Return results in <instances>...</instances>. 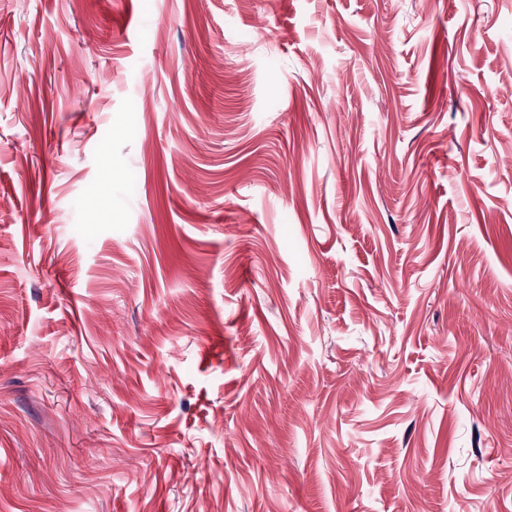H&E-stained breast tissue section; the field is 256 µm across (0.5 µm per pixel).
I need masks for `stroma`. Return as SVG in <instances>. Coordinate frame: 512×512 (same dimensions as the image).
Wrapping results in <instances>:
<instances>
[{"instance_id":"1","label":"stroma","mask_w":512,"mask_h":512,"mask_svg":"<svg viewBox=\"0 0 512 512\" xmlns=\"http://www.w3.org/2000/svg\"><path fill=\"white\" fill-rule=\"evenodd\" d=\"M0 512H512V0H0Z\"/></svg>"}]
</instances>
